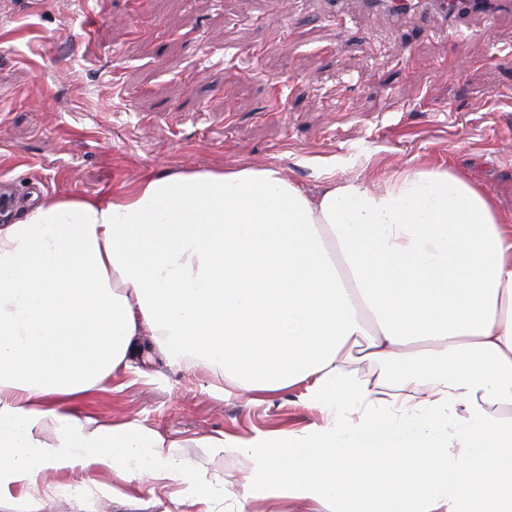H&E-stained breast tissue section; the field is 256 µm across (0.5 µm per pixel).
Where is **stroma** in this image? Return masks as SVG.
<instances>
[{"label": "stroma", "instance_id": "obj_1", "mask_svg": "<svg viewBox=\"0 0 512 512\" xmlns=\"http://www.w3.org/2000/svg\"><path fill=\"white\" fill-rule=\"evenodd\" d=\"M0 0V191L105 196L143 176L271 164L307 188L341 178L449 165L512 211V14L400 30L344 0ZM202 367L157 361L89 392L83 412L179 441L243 512H310L307 501L248 498L249 459L208 448L222 435L320 421L291 393L227 400ZM114 486L106 497L99 485ZM53 512H183L173 487L95 472Z\"/></svg>", "mask_w": 512, "mask_h": 512}]
</instances>
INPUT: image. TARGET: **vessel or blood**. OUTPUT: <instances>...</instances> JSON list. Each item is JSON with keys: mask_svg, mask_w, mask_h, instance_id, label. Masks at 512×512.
Returning <instances> with one entry per match:
<instances>
[{"mask_svg": "<svg viewBox=\"0 0 512 512\" xmlns=\"http://www.w3.org/2000/svg\"><path fill=\"white\" fill-rule=\"evenodd\" d=\"M369 10L390 15L399 19L409 9L419 10L422 14L432 13L441 16L447 24L464 16L479 14L487 18L512 10V0H363Z\"/></svg>", "mask_w": 512, "mask_h": 512, "instance_id": "obj_1", "label": "vessel or blood"}]
</instances>
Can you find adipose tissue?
Listing matches in <instances>:
<instances>
[{"mask_svg": "<svg viewBox=\"0 0 512 512\" xmlns=\"http://www.w3.org/2000/svg\"><path fill=\"white\" fill-rule=\"evenodd\" d=\"M155 357L321 413L213 440L252 461L249 497L512 512V212L464 173L330 167L308 191L249 165L22 207L0 223V498L51 512L72 488L40 475L95 470L216 512L177 441L78 408Z\"/></svg>", "mask_w": 512, "mask_h": 512, "instance_id": "obj_1", "label": "adipose tissue"}]
</instances>
